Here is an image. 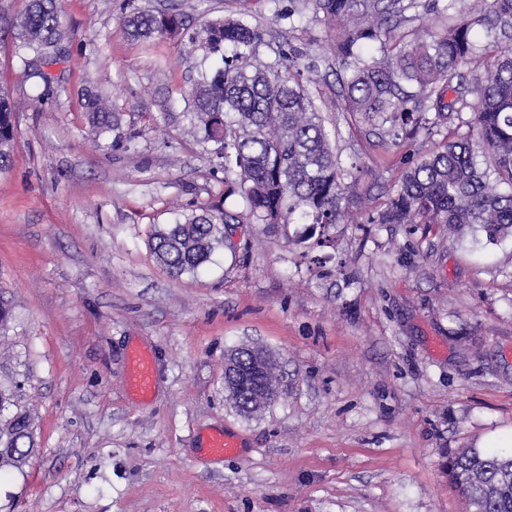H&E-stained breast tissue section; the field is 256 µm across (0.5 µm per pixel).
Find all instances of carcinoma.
<instances>
[{
  "label": "carcinoma",
  "instance_id": "1",
  "mask_svg": "<svg viewBox=\"0 0 512 512\" xmlns=\"http://www.w3.org/2000/svg\"><path fill=\"white\" fill-rule=\"evenodd\" d=\"M286 17L311 10L332 24L330 55L345 73L343 111L374 128L411 126L443 142L408 167L386 192L368 224H446L459 235L480 230L486 244L512 236V0H291ZM433 15L437 31L424 39L407 22ZM136 41L188 36L202 61L184 97L188 133L220 147L224 173L238 177L255 224H302L294 242L331 243L328 228L357 224L360 167H344L333 153L322 112L303 85L296 49L274 63L260 51L264 30L248 15L207 22L187 33L180 13L131 11L123 17ZM68 34L57 0H28L12 53L30 75L48 81L41 66L54 62ZM16 105L0 90V171L16 144ZM92 134L119 129L112 102L84 94ZM470 117L463 119V114ZM225 209L179 214L155 228L149 248L174 277L196 275L224 246ZM251 350L235 348L226 360L242 369ZM276 363L264 353L260 383L224 389L237 411L251 416L278 394ZM0 469H23L38 451L33 410L20 381H0ZM448 483L467 512H512V448H457L448 452Z\"/></svg>",
  "mask_w": 512,
  "mask_h": 512
}]
</instances>
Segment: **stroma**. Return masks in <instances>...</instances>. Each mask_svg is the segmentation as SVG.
I'll list each match as a JSON object with an SVG mask.
<instances>
[{"label": "stroma", "mask_w": 512, "mask_h": 512, "mask_svg": "<svg viewBox=\"0 0 512 512\" xmlns=\"http://www.w3.org/2000/svg\"><path fill=\"white\" fill-rule=\"evenodd\" d=\"M289 0H60L71 34L41 94L12 56L25 0H0V86L19 102L0 171V302L13 321L0 378L26 376L41 450L0 479V512H466L446 449L512 444V240L436 224H337L313 264L288 230L251 223L214 146L186 132L195 56L131 41L124 12L178 8L188 27L245 13L277 58L325 48L327 24L284 19ZM335 61L307 86L342 163L376 199L431 145L352 123ZM107 95L132 149L96 147L86 91ZM223 203L224 247L175 278L148 247L176 212ZM157 359L135 399L126 353ZM274 357L281 395L251 418L224 392L236 347ZM214 430L238 456L202 452Z\"/></svg>", "instance_id": "1"}]
</instances>
